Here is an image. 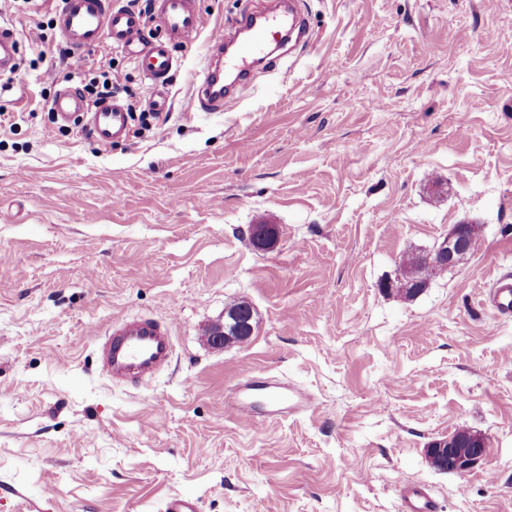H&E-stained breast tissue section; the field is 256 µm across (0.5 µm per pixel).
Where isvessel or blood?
<instances>
[{"label": "vessel or blood", "instance_id": "b4317fda", "mask_svg": "<svg viewBox=\"0 0 512 512\" xmlns=\"http://www.w3.org/2000/svg\"><path fill=\"white\" fill-rule=\"evenodd\" d=\"M152 19L159 32L149 37L145 34L148 19L119 5L118 0H60L56 12L59 36L73 59L84 60L88 52L108 40L135 60L152 85L163 88L181 65L178 49L199 36L202 16L198 0H154ZM236 25L244 37L235 42L232 52L224 50L223 31L210 36L207 63L195 90V101L204 111H223L227 97L225 72H232L237 81H247L254 67L266 60L269 44L287 41L292 35L305 43L311 38L307 23L293 7L284 14L274 9L262 15L248 12ZM19 53L16 29L0 20L1 76L16 71ZM51 109L60 124L80 123L106 146L124 140L129 132L130 115L124 104L114 101L88 108L85 97L70 86L57 88ZM491 305L500 315L512 314V280H498ZM99 346L102 370L116 384H138L153 378L170 365L174 354L170 329L147 318L121 321L108 336L100 338ZM261 388L260 381L251 378L237 383L229 412L253 420L248 398ZM308 406L307 396L292 390L287 402L268 410L267 415L277 419L300 413ZM399 499L401 512H436L432 496L423 488L401 487Z\"/></svg>", "mask_w": 512, "mask_h": 512}]
</instances>
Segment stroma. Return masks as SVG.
Wrapping results in <instances>:
<instances>
[{"mask_svg": "<svg viewBox=\"0 0 512 512\" xmlns=\"http://www.w3.org/2000/svg\"><path fill=\"white\" fill-rule=\"evenodd\" d=\"M268 0H199L171 107L109 147L58 123L40 61L58 0H0L20 36L0 90V512H398L401 484L438 512H512V319L485 302L512 276V0H299L313 39L254 70L234 103L194 91L211 33ZM107 75L146 111L154 88L111 42ZM466 221L474 250L407 299L401 259ZM272 224L268 249L249 228ZM233 301L244 343L211 346ZM170 326L148 382L102 375L118 321ZM314 396L249 422L228 396L255 372ZM465 427L484 461L431 468Z\"/></svg>", "mask_w": 512, "mask_h": 512, "instance_id": "obj_1", "label": "stroma"}]
</instances>
